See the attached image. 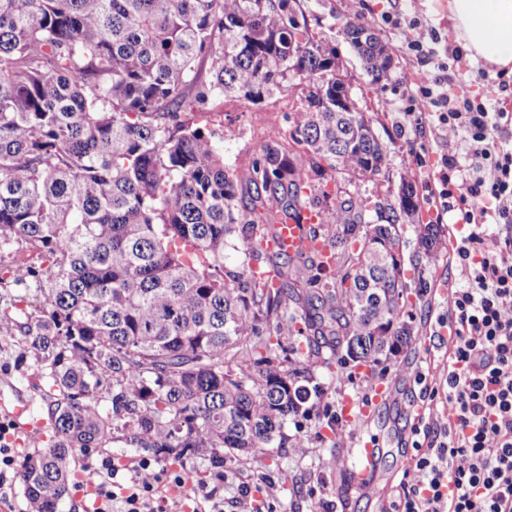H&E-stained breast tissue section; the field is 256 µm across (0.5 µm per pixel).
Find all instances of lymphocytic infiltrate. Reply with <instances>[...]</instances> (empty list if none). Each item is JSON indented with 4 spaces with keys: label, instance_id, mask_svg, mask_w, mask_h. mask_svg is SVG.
I'll use <instances>...</instances> for the list:
<instances>
[{
    "label": "lymphocytic infiltrate",
    "instance_id": "f902f5d3",
    "mask_svg": "<svg viewBox=\"0 0 512 512\" xmlns=\"http://www.w3.org/2000/svg\"><path fill=\"white\" fill-rule=\"evenodd\" d=\"M393 30L395 55L417 70L400 97V112L415 130L432 129L454 144L428 167L438 185L440 210L456 228L453 257L458 280L449 289L448 368L439 380L417 375L428 399H442L441 412L411 428L410 465L386 512H512V150L495 131L512 124L498 111L499 94L512 86H489L461 78L463 59L435 49L441 34L420 16L384 11ZM119 465L102 458L96 480L77 478L88 512H168L169 490L180 501L209 502L213 494L187 488L179 473L141 459L133 481L118 480Z\"/></svg>",
    "mask_w": 512,
    "mask_h": 512
}]
</instances>
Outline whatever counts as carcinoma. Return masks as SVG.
<instances>
[{
  "label": "carcinoma",
  "instance_id": "1",
  "mask_svg": "<svg viewBox=\"0 0 512 512\" xmlns=\"http://www.w3.org/2000/svg\"><path fill=\"white\" fill-rule=\"evenodd\" d=\"M343 35L369 85L388 78L374 27L348 19ZM341 66L300 0H0V248L38 259L8 268L20 291L0 304V337H24L51 428L18 470L29 512H58L73 455L115 440L213 476L295 448L301 380L374 372L413 343L410 296L426 292L441 235L420 223L409 178L361 187L390 148ZM275 92L299 106L248 165L184 119ZM304 207L325 215L310 233L334 267L283 253L253 279L272 260L262 237Z\"/></svg>",
  "mask_w": 512,
  "mask_h": 512
}]
</instances>
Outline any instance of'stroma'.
Returning a JSON list of instances; mask_svg holds the SVG:
<instances>
[{"label":"stroma","mask_w":512,"mask_h":512,"mask_svg":"<svg viewBox=\"0 0 512 512\" xmlns=\"http://www.w3.org/2000/svg\"><path fill=\"white\" fill-rule=\"evenodd\" d=\"M307 11L317 18L313 30L334 47L352 78L353 91L363 111L376 114L375 124L381 139L391 149V174H404L415 184L423 221L435 220L433 203L437 192L432 183L419 171V163L426 158L449 150L446 142L433 136H419L408 129L401 120L396 90L409 86L415 73L403 58H396L395 66L382 88L374 89L366 84V76L353 49L344 39L341 27L348 15L346 0H302ZM416 13L427 19L440 31H447L448 17L443 11L430 9L427 0H366L360 17L367 23L379 27L384 41H391L388 30L382 29L380 10L389 5ZM293 108L291 97L280 96L264 102L261 111L240 106L230 99L214 100L207 110L190 114V123L216 131L222 138L225 162H248L258 156L271 126H285L286 117ZM456 276L451 253H444L429 275L430 286L420 301L414 325L420 336L411 350L401 354L400 369L388 370L385 379L391 393L373 416L363 424L364 437L376 438L381 453L371 466L368 485H351L347 475L323 468L322 461L335 455L336 440L329 434L322 417L325 404L336 401V393L347 390L360 395L369 388L362 374L354 366L340 369L339 373L317 374L307 402L309 414L303 422V434L309 442V451L298 456L293 449H273L272 454L287 471L290 487L278 489L260 488L257 468L253 465L239 466L226 471L223 480L203 479V462L188 459L180 471L189 480L205 481L208 489L214 490L218 500L224 503V512H239L237 504L240 487L253 488L255 503L273 502L275 512H308L313 488H321L325 497L333 501L337 512H383L391 495L395 494L403 479L408 464L404 452L410 442V428L424 410V397L414 377L419 373H436L446 363L448 353L443 344L434 340L433 334L440 327L446 313V297L440 292V282H453ZM23 351L22 336L0 339V422L11 423L9 432L12 447L21 452L33 451L26 429L44 418L43 402L39 394L24 380L20 363Z\"/></svg>","instance_id":"obj_1"}]
</instances>
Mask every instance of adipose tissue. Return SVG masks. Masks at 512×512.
Wrapping results in <instances>:
<instances>
[{
  "mask_svg": "<svg viewBox=\"0 0 512 512\" xmlns=\"http://www.w3.org/2000/svg\"><path fill=\"white\" fill-rule=\"evenodd\" d=\"M445 8L458 45L490 68L512 74V0H429Z\"/></svg>",
  "mask_w": 512,
  "mask_h": 512,
  "instance_id": "1",
  "label": "adipose tissue"
}]
</instances>
